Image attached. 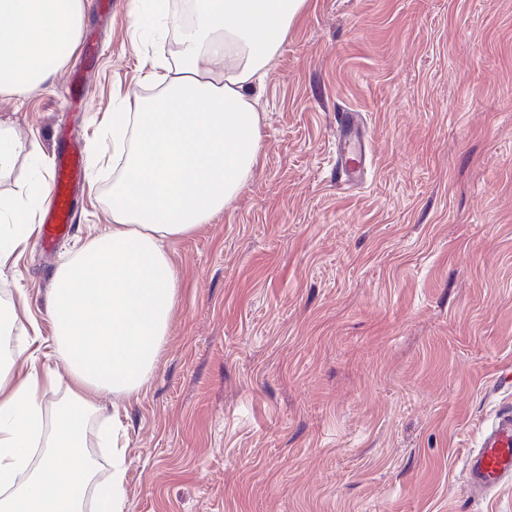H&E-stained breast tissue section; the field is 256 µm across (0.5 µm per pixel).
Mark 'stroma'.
<instances>
[{
  "mask_svg": "<svg viewBox=\"0 0 512 512\" xmlns=\"http://www.w3.org/2000/svg\"><path fill=\"white\" fill-rule=\"evenodd\" d=\"M83 32L100 52L86 101L80 63L0 94L17 136L37 141L0 192L50 174L56 129L85 148L70 234L30 235L0 271V302L52 354L57 267L106 231V123L145 92L150 58L183 59L179 31L135 49L127 0ZM262 155L248 185L170 246L178 300L136 395L107 393L87 446L96 480L125 449L127 512H512V481L476 497L463 460L512 405V0H309L260 92ZM363 117L367 181L336 180V116Z\"/></svg>",
  "mask_w": 512,
  "mask_h": 512,
  "instance_id": "1",
  "label": "stroma"
}]
</instances>
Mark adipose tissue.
<instances>
[{
  "label": "adipose tissue",
  "mask_w": 512,
  "mask_h": 512,
  "mask_svg": "<svg viewBox=\"0 0 512 512\" xmlns=\"http://www.w3.org/2000/svg\"><path fill=\"white\" fill-rule=\"evenodd\" d=\"M307 0H195L183 25L166 0H129L135 38L182 28L179 66L158 62L157 92L111 114L113 149L125 152L112 183V228L59 267L51 290L54 352L70 383L45 414L54 378L0 367V512H124L120 448L94 482L85 453L95 398L133 394L162 349L177 299L167 244L222 211L246 186L261 153L260 89ZM86 0H0V92L55 76L76 47ZM50 193L0 195V267L22 246Z\"/></svg>",
  "instance_id": "1"
}]
</instances>
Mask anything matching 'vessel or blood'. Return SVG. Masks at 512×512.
<instances>
[{"label": "vessel or blood", "instance_id": "b4317fda", "mask_svg": "<svg viewBox=\"0 0 512 512\" xmlns=\"http://www.w3.org/2000/svg\"><path fill=\"white\" fill-rule=\"evenodd\" d=\"M337 175L342 182L356 183L368 173L366 140L356 113H343L339 121ZM60 143L53 159L50 198L42 215L39 234L45 247H55L69 233L74 221L76 196L86 176L83 144L65 128L58 129ZM469 486L483 493L512 478V407L502 409L484 431L479 449L466 460Z\"/></svg>", "mask_w": 512, "mask_h": 512}]
</instances>
